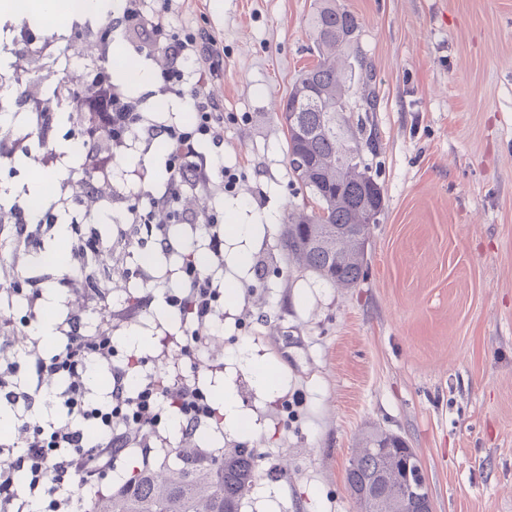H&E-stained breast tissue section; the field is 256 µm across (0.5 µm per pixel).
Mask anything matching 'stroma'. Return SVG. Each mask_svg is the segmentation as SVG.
Returning <instances> with one entry per match:
<instances>
[{"label":"stroma","mask_w":512,"mask_h":512,"mask_svg":"<svg viewBox=\"0 0 512 512\" xmlns=\"http://www.w3.org/2000/svg\"><path fill=\"white\" fill-rule=\"evenodd\" d=\"M362 27L376 68V158L384 207L364 278L337 288L289 263L279 238L307 206L293 178L279 104L311 67L316 0H175L224 44L208 90L224 105L223 156L241 180L198 207L254 224L249 267L216 335L182 363L205 392L232 389L245 429L201 425L177 448L262 455L242 512H357L345 470L377 428L420 457L433 512H512V0H337ZM152 280L115 277L113 335H180L164 295L177 258L156 252ZM271 364L275 391L255 386Z\"/></svg>","instance_id":"35a3bbf8"}]
</instances>
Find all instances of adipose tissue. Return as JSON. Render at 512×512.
<instances>
[{
    "mask_svg": "<svg viewBox=\"0 0 512 512\" xmlns=\"http://www.w3.org/2000/svg\"><path fill=\"white\" fill-rule=\"evenodd\" d=\"M118 6L119 0H0V19L12 17L20 8L38 24L62 29L72 17L106 16Z\"/></svg>",
    "mask_w": 512,
    "mask_h": 512,
    "instance_id": "obj_1",
    "label": "adipose tissue"
}]
</instances>
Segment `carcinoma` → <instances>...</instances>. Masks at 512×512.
<instances>
[{"label": "carcinoma", "mask_w": 512, "mask_h": 512, "mask_svg": "<svg viewBox=\"0 0 512 512\" xmlns=\"http://www.w3.org/2000/svg\"><path fill=\"white\" fill-rule=\"evenodd\" d=\"M311 53L317 57L303 71L286 99L296 114L285 128L288 164L312 199L310 211L288 213L281 248L288 261L338 288H353L363 277L365 252L356 245L336 250L329 239L342 225L354 231L368 212L383 210V194L368 156L379 142L370 113L377 111L376 69L360 40L355 16L336 0H320L310 18ZM84 109L67 121L86 123L103 109L98 83L89 79L78 92ZM357 113L355 124L336 122V106ZM394 441L383 430L362 434L346 469V486L355 497L384 469L398 477L407 446L384 455L378 445ZM164 457L120 479L109 493L98 495L91 512H241L258 478L255 448H231L220 456L173 448Z\"/></svg>", "instance_id": "obj_1"}]
</instances>
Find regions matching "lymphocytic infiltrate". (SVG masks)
I'll list each match as a JSON object with an SVG mask.
<instances>
[{
	"label": "lymphocytic infiltrate",
	"instance_id": "f902f5d3",
	"mask_svg": "<svg viewBox=\"0 0 512 512\" xmlns=\"http://www.w3.org/2000/svg\"><path fill=\"white\" fill-rule=\"evenodd\" d=\"M173 0H125L122 12L109 16L110 35L127 41L136 54L152 60L163 56L154 96L188 99L194 114L183 122L179 113L156 120L143 110L142 100L129 99L112 83L102 84L105 112L99 113L98 132L108 134V151L94 156L93 177L72 169L52 144H44L41 161L59 170L58 192L44 206L38 221H31L28 207L14 201L10 222L0 225V242L12 252L30 253L54 239L59 214L71 213L69 227L71 261L61 269L39 275L24 274L0 284V296L20 291L25 295L22 317L0 314V407H9L13 426L0 439V512H28L31 501L44 505V512H88L85 495L74 493V483L91 487L93 480L112 473L117 459L130 448L169 447L159 428L166 409H173L183 437H191L203 421L216 417L206 394L195 380L166 371L137 373L138 362H115L113 325L104 322L95 330L87 323L94 309H108L111 271H104L97 288L86 286V273L93 253L88 241L95 225L79 214L72 184L87 194L107 196L112 192L108 176L113 162L136 145L163 141L170 178L164 186L125 197L124 219L117 230L113 251L123 254L130 239L161 251L182 252L168 231L170 223L184 226L188 237H202L210 257L208 270L183 260L177 269L181 286L166 294V303L179 311L185 339L171 351L172 359L191 358L201 348L203 333L221 320L224 312V214L216 208L188 209L184 199L198 188L214 186L234 192L240 176L220 159L206 160L202 143L224 142V107L207 87L223 62V49L208 31L186 22L171 26L167 15ZM54 283L73 304L55 322L63 342L50 355L43 354L41 340L20 336L44 310V289ZM27 367L26 381H18L20 367ZM107 367L109 385L104 401L91 397L89 378L98 367ZM54 402L65 419L42 424L37 409Z\"/></svg>",
	"mask_w": 512,
	"mask_h": 512
}]
</instances>
